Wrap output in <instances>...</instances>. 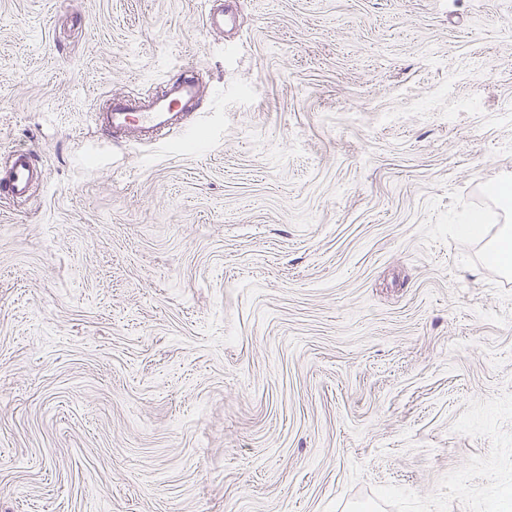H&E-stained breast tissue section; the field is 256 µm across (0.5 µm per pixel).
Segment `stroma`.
I'll return each mask as SVG.
<instances>
[{
	"label": "stroma",
	"mask_w": 512,
	"mask_h": 512,
	"mask_svg": "<svg viewBox=\"0 0 512 512\" xmlns=\"http://www.w3.org/2000/svg\"><path fill=\"white\" fill-rule=\"evenodd\" d=\"M232 4L0 0V512H512V0ZM206 25L212 32H224V26L232 24L235 14L230 5L215 7L214 0H204ZM206 90L203 71L185 67L159 93L144 97L113 93L94 111V122L117 144H158L186 130ZM6 157L7 171L2 191L12 200L25 203L34 190L47 181V171L26 148H15ZM461 231L468 237H476L482 235L486 230L485 224H490L491 217L481 210H472L468 212L464 220L461 222ZM510 214L507 215L505 223L498 239L491 244L486 258V265L490 271L497 273L512 271V227Z\"/></svg>",
	"instance_id": "35a3bbf8"
}]
</instances>
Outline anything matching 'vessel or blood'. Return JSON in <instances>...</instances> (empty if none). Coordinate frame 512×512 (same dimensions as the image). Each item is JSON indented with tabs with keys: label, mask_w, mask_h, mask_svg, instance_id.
Listing matches in <instances>:
<instances>
[{
	"label": "vessel or blood",
	"mask_w": 512,
	"mask_h": 512,
	"mask_svg": "<svg viewBox=\"0 0 512 512\" xmlns=\"http://www.w3.org/2000/svg\"><path fill=\"white\" fill-rule=\"evenodd\" d=\"M204 2L206 25L211 31L223 32L225 26L233 23L235 14L231 7L214 5L213 0ZM206 90L203 71L187 67L167 81L159 93L144 97L112 94L95 110L94 122L115 143L158 144L185 131ZM46 180L47 171L34 155L28 149L16 148L7 155V171L0 192L24 203Z\"/></svg>",
	"instance_id": "vessel-or-blood-1"
}]
</instances>
